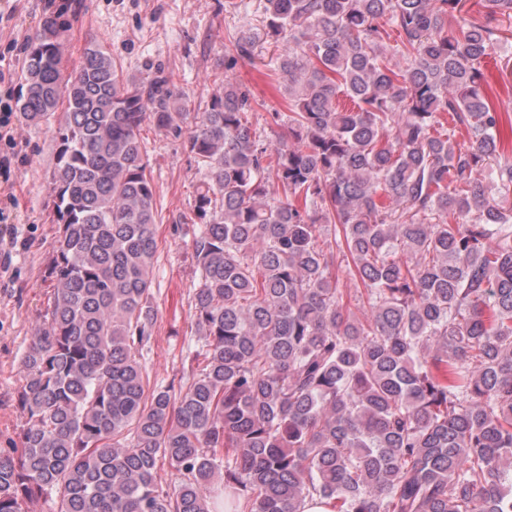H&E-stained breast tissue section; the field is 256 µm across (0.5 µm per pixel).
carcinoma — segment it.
<instances>
[{
  "mask_svg": "<svg viewBox=\"0 0 512 512\" xmlns=\"http://www.w3.org/2000/svg\"><path fill=\"white\" fill-rule=\"evenodd\" d=\"M460 11L264 0L286 134L257 138L228 77L181 113L203 341L166 386L144 364L159 215L141 131L182 136L173 74L129 77L94 41L65 77L63 22L42 20L18 109L54 142V292L21 356L0 512H303L313 495L512 512V158L480 72L500 34L493 14L448 32Z\"/></svg>",
  "mask_w": 512,
  "mask_h": 512,
  "instance_id": "obj_1",
  "label": "carcinoma"
}]
</instances>
